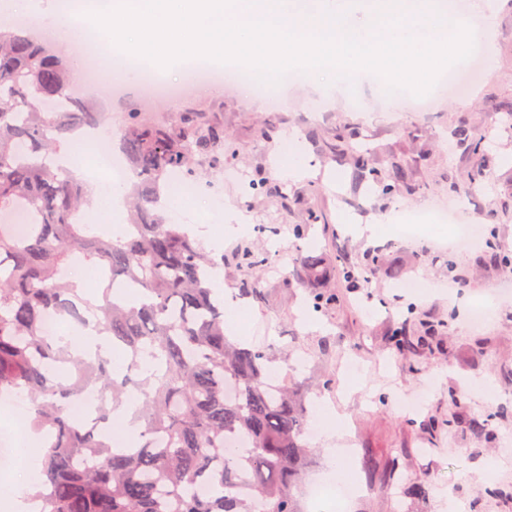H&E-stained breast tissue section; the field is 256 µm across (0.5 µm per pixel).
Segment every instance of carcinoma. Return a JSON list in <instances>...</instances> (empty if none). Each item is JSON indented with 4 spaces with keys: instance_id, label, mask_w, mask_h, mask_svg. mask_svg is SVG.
Segmentation results:
<instances>
[{
    "instance_id": "carcinoma-1",
    "label": "carcinoma",
    "mask_w": 512,
    "mask_h": 512,
    "mask_svg": "<svg viewBox=\"0 0 512 512\" xmlns=\"http://www.w3.org/2000/svg\"><path fill=\"white\" fill-rule=\"evenodd\" d=\"M69 60L31 32L30 22L0 21V393L32 406V427L49 433L41 448L49 489L40 512H301L296 490L314 449L306 436L307 388L294 376H270L290 357L224 335L215 283L224 255L206 250L189 224H171L159 205L171 176L216 162L224 135L188 109L169 126L135 117L120 130L136 182L130 218L118 237L78 223L84 188L46 163L65 135L101 122L73 91ZM392 192L404 171H372ZM31 217L23 236L3 220ZM489 260L512 271V251L490 231ZM268 255L240 249L250 276L242 295L263 300ZM78 264L98 271L101 299L76 294ZM308 280L323 275L321 257L300 256ZM54 311L76 323L93 317L128 357L122 379L110 361L87 360L45 329ZM74 368L71 382L55 377ZM133 383L144 429L136 447L116 450L71 420L72 400L86 392L122 403ZM234 439L246 447L234 455Z\"/></svg>"
}]
</instances>
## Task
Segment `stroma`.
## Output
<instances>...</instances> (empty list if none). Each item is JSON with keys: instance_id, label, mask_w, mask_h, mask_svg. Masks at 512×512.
<instances>
[{"instance_id": "35a3bbf8", "label": "stroma", "mask_w": 512, "mask_h": 512, "mask_svg": "<svg viewBox=\"0 0 512 512\" xmlns=\"http://www.w3.org/2000/svg\"><path fill=\"white\" fill-rule=\"evenodd\" d=\"M355 103L323 101L312 81L283 82L282 100L261 104L232 81L202 85L180 101L143 90L122 89L112 101H96L107 124L120 128L136 112L154 124L170 123L194 107L224 131L219 166L203 164L195 178L213 181L217 170L237 172L224 186V202L252 223L277 226V235L222 238V220L201 235L205 247L222 240L224 287L238 294L245 275L235 255L243 245L265 251L271 266L261 281L262 302L245 300V341L257 346L295 345L297 377H341L348 359L358 361L350 390L332 404L342 434L318 430V393L308 397L310 437L317 455L307 480L327 477L346 449L355 451L356 481L364 492L346 512H444L447 501L462 512H512V297L496 302L483 328L466 322L471 297L488 292L503 276L481 249L457 252L445 266L430 251L432 239L451 226L414 224L413 243H398L399 217L448 206L458 223L493 228L512 246V0L497 13L483 73L466 96L439 92L433 107L414 111L409 101L389 105L379 77L355 73ZM479 129L481 151L459 144L460 123ZM300 151L307 172L282 179L277 166L287 148ZM407 177L385 193L371 175L356 176L355 152ZM478 173L475 191L460 187ZM391 223H383V216ZM307 224L306 243L330 271L324 284L299 282V246L292 225ZM386 271L352 292L338 269L364 267L370 256ZM422 287L404 292L403 284ZM319 292L336 300L321 312L306 299ZM411 330L408 351L397 352L401 323ZM426 487L410 497L409 483Z\"/></svg>"}]
</instances>
